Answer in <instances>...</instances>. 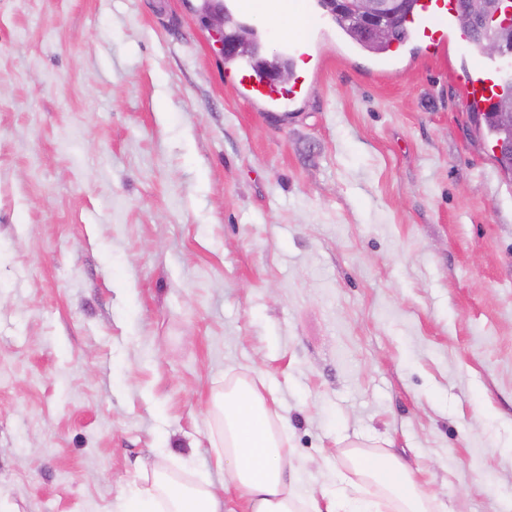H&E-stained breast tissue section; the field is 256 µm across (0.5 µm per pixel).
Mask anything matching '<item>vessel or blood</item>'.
<instances>
[{
  "mask_svg": "<svg viewBox=\"0 0 512 512\" xmlns=\"http://www.w3.org/2000/svg\"><path fill=\"white\" fill-rule=\"evenodd\" d=\"M458 9L459 0H416L404 22V36L391 46L384 64H393L407 43L425 46L436 54L452 39L469 44V36L456 27ZM280 40L290 58L302 59L305 64L290 87H281L241 59L227 61L229 82L238 95L247 102L262 105L269 112L284 110L304 97L309 86L308 66L316 59L315 45L310 40L291 33L281 34ZM461 83L470 106L481 112L491 111L499 96L512 86V59L477 58Z\"/></svg>",
  "mask_w": 512,
  "mask_h": 512,
  "instance_id": "1",
  "label": "vessel or blood"
}]
</instances>
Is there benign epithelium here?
I'll return each instance as SVG.
<instances>
[{
  "mask_svg": "<svg viewBox=\"0 0 512 512\" xmlns=\"http://www.w3.org/2000/svg\"><path fill=\"white\" fill-rule=\"evenodd\" d=\"M405 8L404 0H335L330 4V13L346 11L357 27L360 35L371 43H387L397 40V20ZM506 16L502 35L483 40L484 54L495 56L512 47L505 36L512 33V8L507 0H463L458 13V20L465 27L480 29L481 23L488 19ZM208 16L220 53L234 55L259 53V46L254 40L253 30L241 26L236 31L224 34V10L211 8Z\"/></svg>",
  "mask_w": 512,
  "mask_h": 512,
  "instance_id": "obj_1",
  "label": "benign epithelium"
}]
</instances>
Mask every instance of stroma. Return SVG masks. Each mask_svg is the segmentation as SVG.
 Masks as SVG:
<instances>
[{
	"mask_svg": "<svg viewBox=\"0 0 512 512\" xmlns=\"http://www.w3.org/2000/svg\"><path fill=\"white\" fill-rule=\"evenodd\" d=\"M201 0H0V512L212 474L254 379L306 493L395 455L512 512V175L470 50L320 41L291 109L226 83Z\"/></svg>",
	"mask_w": 512,
	"mask_h": 512,
	"instance_id": "obj_1",
	"label": "stroma"
}]
</instances>
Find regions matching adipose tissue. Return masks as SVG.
<instances>
[{
    "label": "adipose tissue",
    "mask_w": 512,
    "mask_h": 512,
    "mask_svg": "<svg viewBox=\"0 0 512 512\" xmlns=\"http://www.w3.org/2000/svg\"><path fill=\"white\" fill-rule=\"evenodd\" d=\"M214 408L222 448L216 464L224 470L225 488L238 491L243 498L241 512H379L378 502L362 495L341 475L334 490L327 492L325 502L299 491L288 463L285 421L269 407L253 381L238 379L216 392ZM354 464L382 491L392 512H432L412 474L396 458L359 454ZM223 508L209 475L188 480L157 467L151 480L135 488L119 512H223Z\"/></svg>",
    "instance_id": "ef3b65f1"
}]
</instances>
